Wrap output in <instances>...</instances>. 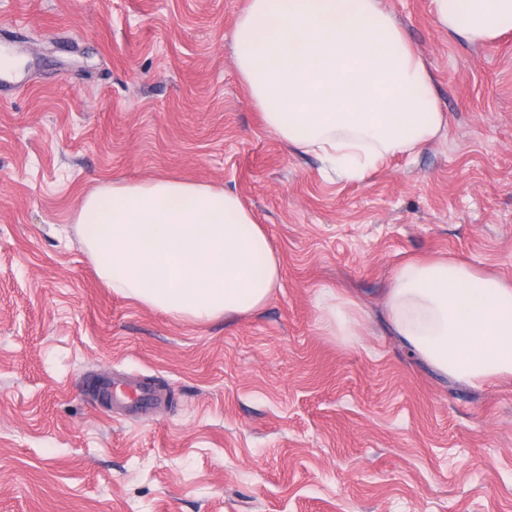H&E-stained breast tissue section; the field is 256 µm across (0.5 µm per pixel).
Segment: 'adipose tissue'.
I'll return each mask as SVG.
<instances>
[{"label":"adipose tissue","instance_id":"1","mask_svg":"<svg viewBox=\"0 0 512 512\" xmlns=\"http://www.w3.org/2000/svg\"><path fill=\"white\" fill-rule=\"evenodd\" d=\"M431 2L440 27L470 42L512 29V0ZM233 57L267 129L349 179L448 126L422 56L380 0H249ZM75 224L114 293L179 319L250 315L280 286L265 227L211 184L116 181L82 200ZM386 308L394 333L444 374L475 386L512 376L511 286L457 262L410 263Z\"/></svg>","mask_w":512,"mask_h":512}]
</instances>
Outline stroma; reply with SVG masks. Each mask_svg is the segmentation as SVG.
Masks as SVG:
<instances>
[{"label":"stroma","mask_w":512,"mask_h":512,"mask_svg":"<svg viewBox=\"0 0 512 512\" xmlns=\"http://www.w3.org/2000/svg\"><path fill=\"white\" fill-rule=\"evenodd\" d=\"M248 0H0V512H512V378L444 375L389 328L396 270L512 284V30L473 45L381 0L446 132L364 180L266 130L235 68ZM235 193L281 259L259 312L195 323L113 294L75 216L115 181ZM357 301L333 335L316 297ZM152 380L124 415L97 378Z\"/></svg>","instance_id":"obj_1"}]
</instances>
